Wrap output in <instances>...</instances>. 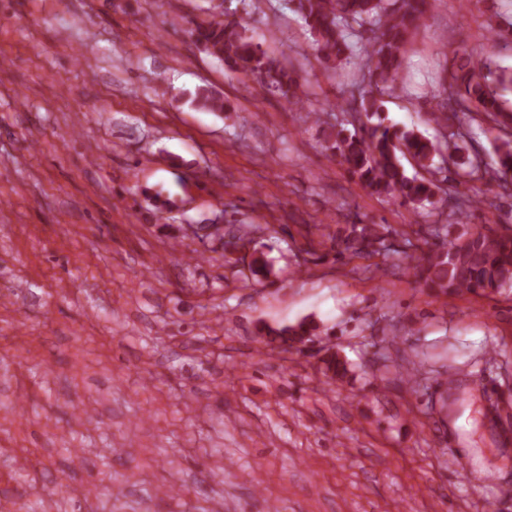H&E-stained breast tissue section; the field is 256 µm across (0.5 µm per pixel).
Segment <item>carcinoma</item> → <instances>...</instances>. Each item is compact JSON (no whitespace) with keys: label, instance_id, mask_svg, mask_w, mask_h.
<instances>
[{"label":"carcinoma","instance_id":"cac0c4a2","mask_svg":"<svg viewBox=\"0 0 512 512\" xmlns=\"http://www.w3.org/2000/svg\"><path fill=\"white\" fill-rule=\"evenodd\" d=\"M431 6L430 0H297L307 31L313 37L316 56L324 62L347 65L358 56L365 57L367 84L352 98L349 124L354 132L341 128L334 134L332 157L371 193L414 209L445 195L448 205L458 212L460 224H466L467 208L484 203L494 194L512 197V69L496 66L491 60L453 49L454 63L447 77L446 97L433 112V121L442 125L460 116L477 114L502 132L497 146V165L486 167L474 148L473 136L447 145L448 155L441 153L433 140L414 129L384 124L380 117V99L404 91L399 84L400 70L408 45L421 27ZM212 19L195 24L189 30L193 41L227 69L252 76L266 90L286 102L299 100V84L294 72L261 51L253 36L244 28L217 21L224 15V0H210ZM199 109L225 112L224 97L200 89L192 98ZM378 122H371L372 118ZM411 157L417 171L410 176L401 158ZM449 166L446 181L459 179L484 181L482 196L463 198L444 189L434 178L436 157ZM451 225L434 224L431 234L443 240L438 250L414 246L411 238L403 239L410 254L414 275L425 287L438 294L488 297L512 288V234L491 228L465 229L449 238ZM397 231L355 219L339 228L331 237L336 256L369 258L387 250L388 238ZM213 235L224 240V250L248 247L250 233L239 228H214ZM319 326L303 319L295 324L265 326L258 336L267 346L293 349L318 335ZM324 375L331 382L343 380L347 362L337 353L329 354Z\"/></svg>","mask_w":512,"mask_h":512}]
</instances>
